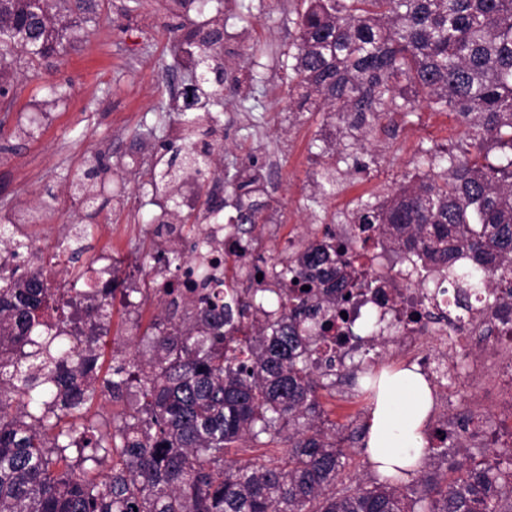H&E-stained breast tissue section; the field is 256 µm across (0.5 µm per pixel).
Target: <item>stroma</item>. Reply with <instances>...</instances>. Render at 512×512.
I'll list each match as a JSON object with an SVG mask.
<instances>
[{
    "mask_svg": "<svg viewBox=\"0 0 512 512\" xmlns=\"http://www.w3.org/2000/svg\"><path fill=\"white\" fill-rule=\"evenodd\" d=\"M210 7L228 19L225 63L251 85L247 98H228L211 109L213 167L228 199L236 171L262 169L259 198L268 202L270 215L265 249L321 235L328 224L341 228L357 199H383L416 174L420 149L462 137L463 127L448 114L425 108L398 114L393 131H377L372 145L357 150L369 168L356 171L340 156L351 143L341 123L323 111L299 114L289 106L285 53L297 36L299 0H211ZM169 23L162 0H102L75 48L34 71L18 64L9 94L0 98V211L29 214L20 231L39 250L52 287L75 283L77 266L68 260L75 224L91 226L85 259L109 255L120 276L137 286L153 273L154 255L165 241L148 222L156 211L150 169L177 120ZM149 128L155 137H146ZM100 156L111 167L112 184L91 211L72 185ZM326 167L335 168L336 183L323 188ZM486 366L479 380L470 379L468 363L449 369L453 416L445 422L432 412L429 426L444 422L456 431L471 416L489 418V391L497 393L498 404L512 401V390L498 386L495 360ZM370 399L363 382L347 379L322 398L330 421L342 428L348 465L341 480L347 484L376 475L364 450Z\"/></svg>",
    "mask_w": 512,
    "mask_h": 512,
    "instance_id": "obj_1",
    "label": "stroma"
}]
</instances>
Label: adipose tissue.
<instances>
[{"label": "adipose tissue", "instance_id": "1", "mask_svg": "<svg viewBox=\"0 0 512 512\" xmlns=\"http://www.w3.org/2000/svg\"><path fill=\"white\" fill-rule=\"evenodd\" d=\"M432 405L431 388L417 367L382 370L367 422L366 452L372 465L384 472L395 466L419 470Z\"/></svg>", "mask_w": 512, "mask_h": 512}]
</instances>
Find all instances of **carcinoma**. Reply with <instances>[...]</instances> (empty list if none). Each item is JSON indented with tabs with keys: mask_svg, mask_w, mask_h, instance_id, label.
Here are the masks:
<instances>
[{
	"mask_svg": "<svg viewBox=\"0 0 512 512\" xmlns=\"http://www.w3.org/2000/svg\"><path fill=\"white\" fill-rule=\"evenodd\" d=\"M98 0H0V95L17 56L36 68L80 40ZM228 19L187 29L179 71L196 101L218 105L242 92L220 57ZM288 52L290 103L336 112L366 133L390 113L420 103L465 127L447 147L422 151L427 171L390 198L360 200L350 229L274 259L255 230L267 224L253 200L261 175L234 177V214L224 226V262L198 264L194 296L180 303V275L166 296L152 283L126 299L122 288H53L43 264L0 274V512H512V448L500 464L463 468L448 457L462 434L432 432L417 475L400 470L372 484L337 487L345 455L327 425L320 392L357 367L320 357L326 333L358 289L384 287L361 271L360 243L376 233L431 278L421 288L456 289L457 304L488 291L512 299V0H303ZM210 113L182 112L183 146L153 168L155 191L173 205L155 214L179 224L199 216L178 199L184 178L212 174ZM165 270L183 254H157ZM263 274L257 279V274ZM163 312L137 345L116 350L101 379V346L115 300ZM126 406L88 417L99 400ZM284 443L280 454L263 450ZM108 463V471L98 470Z\"/></svg>",
	"mask_w": 512,
	"mask_h": 512,
	"instance_id": "cac0c4a2",
	"label": "carcinoma"
}]
</instances>
